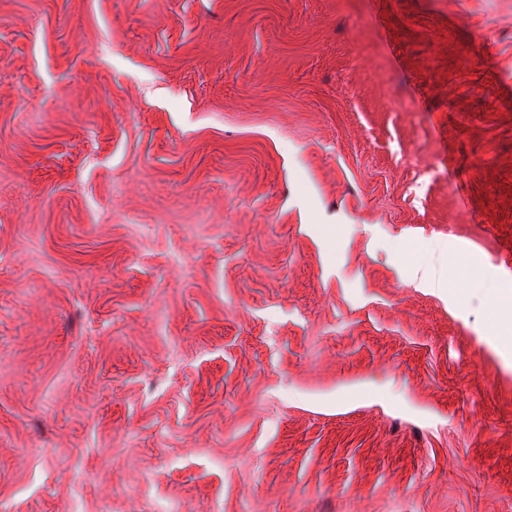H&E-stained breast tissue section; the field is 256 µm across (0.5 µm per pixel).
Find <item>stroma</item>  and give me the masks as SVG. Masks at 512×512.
Returning a JSON list of instances; mask_svg holds the SVG:
<instances>
[{"mask_svg":"<svg viewBox=\"0 0 512 512\" xmlns=\"http://www.w3.org/2000/svg\"><path fill=\"white\" fill-rule=\"evenodd\" d=\"M511 301L512 0H0V512H512ZM411 276L419 286L433 288L442 293L447 292V283L437 275L433 268L415 266L411 270Z\"/></svg>","mask_w":512,"mask_h":512,"instance_id":"1","label":"stroma"}]
</instances>
